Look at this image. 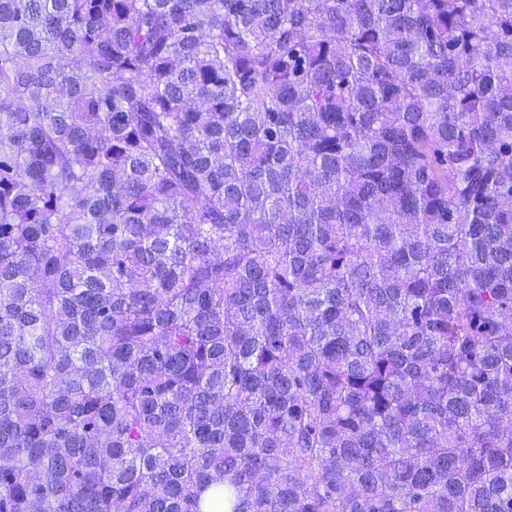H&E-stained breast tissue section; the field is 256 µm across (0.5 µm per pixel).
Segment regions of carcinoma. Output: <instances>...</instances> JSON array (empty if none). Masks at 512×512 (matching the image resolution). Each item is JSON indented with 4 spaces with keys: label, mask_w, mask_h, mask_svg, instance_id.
I'll return each instance as SVG.
<instances>
[{
    "label": "carcinoma",
    "mask_w": 512,
    "mask_h": 512,
    "mask_svg": "<svg viewBox=\"0 0 512 512\" xmlns=\"http://www.w3.org/2000/svg\"><path fill=\"white\" fill-rule=\"evenodd\" d=\"M512 512V0H0V512Z\"/></svg>",
    "instance_id": "obj_1"
}]
</instances>
